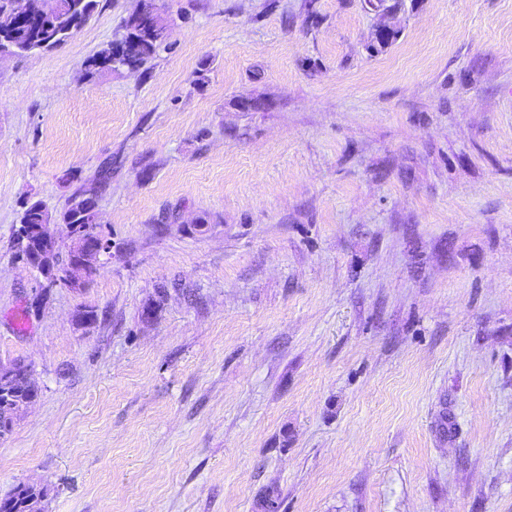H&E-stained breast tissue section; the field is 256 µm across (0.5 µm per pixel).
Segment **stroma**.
<instances>
[{"instance_id": "1", "label": "stroma", "mask_w": 512, "mask_h": 512, "mask_svg": "<svg viewBox=\"0 0 512 512\" xmlns=\"http://www.w3.org/2000/svg\"><path fill=\"white\" fill-rule=\"evenodd\" d=\"M139 4L0 57V499L512 512V0H156L88 73ZM77 192L111 248L50 285L14 231ZM144 8L140 11H149L148 15L151 20L150 27L145 30H137L132 25L133 18L140 12L130 15L126 18L121 26V30L117 34L133 38L128 48L122 52V55L116 56L112 53V43L107 49L102 50L98 55L87 60V69L89 73H93L104 68H119L134 66L137 68L146 59L151 57L156 48L165 40L166 26L162 24L157 12L153 14L154 7L151 2L143 3ZM154 29V31H153ZM99 57L100 59H97Z\"/></svg>"}]
</instances>
